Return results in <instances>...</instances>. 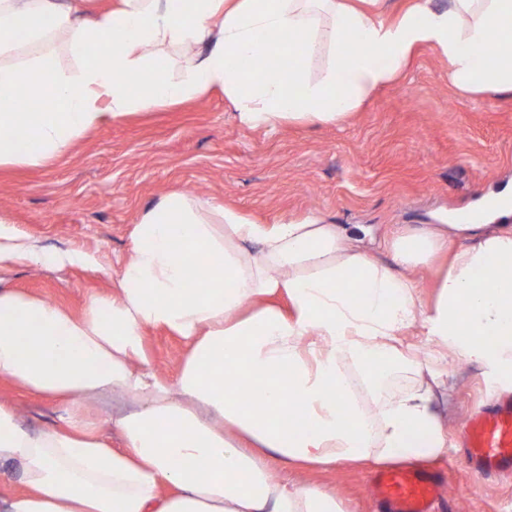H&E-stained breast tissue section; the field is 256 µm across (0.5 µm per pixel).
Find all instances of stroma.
Returning a JSON list of instances; mask_svg holds the SVG:
<instances>
[{
	"mask_svg": "<svg viewBox=\"0 0 512 512\" xmlns=\"http://www.w3.org/2000/svg\"><path fill=\"white\" fill-rule=\"evenodd\" d=\"M510 188L512 96L461 92L447 59L422 46L395 80L338 125L247 129L231 99L215 88L81 132L52 160L0 165V234L54 258L50 264L1 260L0 286L81 314L90 297L117 294L115 272L129 255L135 225L171 192L262 224L313 218L340 225L387 265L389 244L404 229L450 223L454 214ZM73 252L83 261H67ZM146 352L158 375L174 381L186 354L183 341L154 328ZM342 369L366 406L415 383L389 369L372 383L350 360ZM508 384L463 358L449 357L440 368L432 402L448 449L423 464L445 482L437 512H512V475L481 474L462 444L468 418ZM0 400L14 405L27 429L51 427L60 413L53 401L4 378ZM272 467L279 482L334 491L344 512H376L372 479L379 463L324 471L276 460Z\"/></svg>",
	"mask_w": 512,
	"mask_h": 512,
	"instance_id": "1",
	"label": "stroma"
}]
</instances>
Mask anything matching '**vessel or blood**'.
Wrapping results in <instances>:
<instances>
[{"label":"vessel or blood","instance_id":"obj_1","mask_svg":"<svg viewBox=\"0 0 512 512\" xmlns=\"http://www.w3.org/2000/svg\"><path fill=\"white\" fill-rule=\"evenodd\" d=\"M466 456L488 476L512 472V399L481 410L467 422ZM443 481L416 468L397 467L378 474L373 497L381 512H435Z\"/></svg>","mask_w":512,"mask_h":512}]
</instances>
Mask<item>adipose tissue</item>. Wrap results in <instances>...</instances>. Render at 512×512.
<instances>
[{
    "mask_svg": "<svg viewBox=\"0 0 512 512\" xmlns=\"http://www.w3.org/2000/svg\"><path fill=\"white\" fill-rule=\"evenodd\" d=\"M373 2L116 0L88 17L56 0H0V164L47 161L79 132L214 87L248 128L339 123L421 45L447 57L460 90L512 94V0H412L391 19ZM60 33L69 69L50 59ZM92 34L105 44L94 55ZM260 43L265 65L241 69ZM166 45L198 50L174 80ZM323 53L328 66L311 78ZM496 214L503 224L469 246L453 248L440 228L393 240L392 266L432 274L428 305L339 225L257 224L180 194L143 213L118 295L90 300L82 315L0 290V377L65 410L59 426L29 430L0 402V512H342L332 493L277 481L267 456L333 465L384 462L396 450L441 455L448 436L429 388L379 402L370 416L341 364L372 378L384 360L435 377L434 361L396 344L419 321L440 359L511 369L512 197ZM280 294L287 307L274 304ZM149 327L188 343L175 383L151 366ZM487 334L493 342L481 344ZM117 391L135 397L112 415L120 450L72 413Z\"/></svg>",
    "mask_w": 512,
    "mask_h": 512,
    "instance_id": "obj_1",
    "label": "adipose tissue"
}]
</instances>
